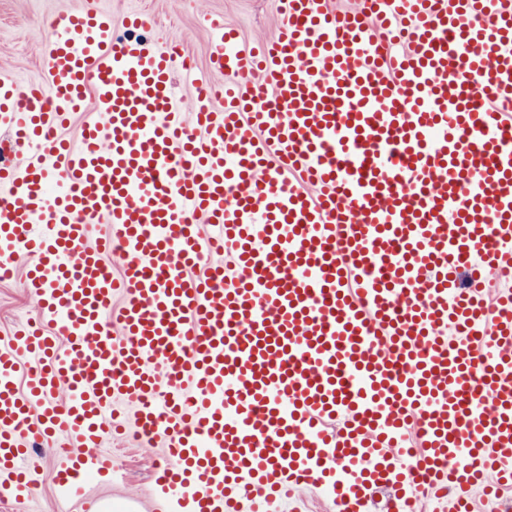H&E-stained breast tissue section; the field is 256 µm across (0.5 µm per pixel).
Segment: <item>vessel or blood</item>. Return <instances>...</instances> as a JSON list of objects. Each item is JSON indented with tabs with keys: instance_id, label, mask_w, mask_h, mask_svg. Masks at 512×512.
Listing matches in <instances>:
<instances>
[{
	"instance_id": "1",
	"label": "vessel or blood",
	"mask_w": 512,
	"mask_h": 512,
	"mask_svg": "<svg viewBox=\"0 0 512 512\" xmlns=\"http://www.w3.org/2000/svg\"><path fill=\"white\" fill-rule=\"evenodd\" d=\"M279 13L252 45L212 21L226 81L183 65L188 101L175 43L94 0L56 12L43 81L0 77V280L26 259L39 304L0 336L1 493L60 435L80 494L128 410L191 512L512 490V0Z\"/></svg>"
}]
</instances>
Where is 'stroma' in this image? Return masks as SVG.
I'll use <instances>...</instances> for the list:
<instances>
[{
  "label": "stroma",
  "mask_w": 512,
  "mask_h": 512,
  "mask_svg": "<svg viewBox=\"0 0 512 512\" xmlns=\"http://www.w3.org/2000/svg\"><path fill=\"white\" fill-rule=\"evenodd\" d=\"M80 4L81 0H0V72L20 85L42 79L50 17L60 8ZM99 5L111 12L117 24L130 12L155 16L151 45L177 41L202 69L209 62L210 20L236 29L246 44L273 37L280 24L278 0H99ZM37 313L22 274L0 281V334ZM100 451L111 457L113 473L93 475L85 480L81 496L67 497L55 485L53 474L69 448L60 440L41 448V471L33 490L0 500V512H99L109 503L121 512H185L169 507L155 481L160 447L130 437H109Z\"/></svg>",
  "instance_id": "stroma-1"
}]
</instances>
